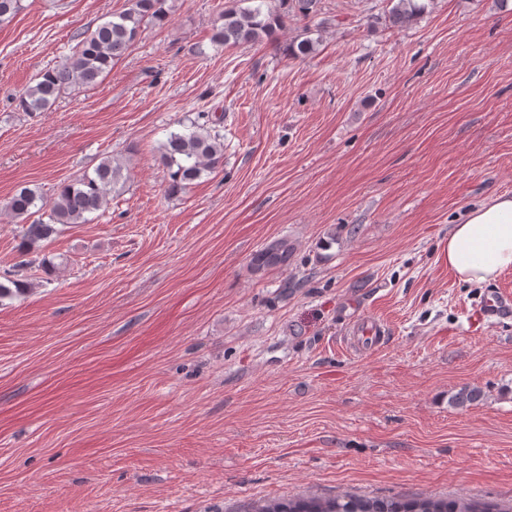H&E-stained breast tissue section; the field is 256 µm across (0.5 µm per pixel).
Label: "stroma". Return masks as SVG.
<instances>
[{"label":"stroma","instance_id":"1","mask_svg":"<svg viewBox=\"0 0 512 512\" xmlns=\"http://www.w3.org/2000/svg\"><path fill=\"white\" fill-rule=\"evenodd\" d=\"M228 0H168L96 87L15 96L129 0H34L0 23L4 206L122 161L0 302V512H249L266 499L512 502V313L459 282L452 224L512 194V0H323L307 58L213 44ZM213 119L224 164L166 191L159 146ZM286 268L253 272L267 243ZM364 320L385 339L354 349ZM481 398L459 408L461 388ZM425 9L426 5L417 0H396L388 12V22L397 29H406ZM294 247L288 239H280L265 245L251 258V268L254 272L288 266L293 255ZM480 310L489 317H498L512 311V299L504 297L500 292L492 290L480 301Z\"/></svg>","mask_w":512,"mask_h":512}]
</instances>
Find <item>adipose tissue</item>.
<instances>
[{
    "label": "adipose tissue",
    "instance_id": "obj_1",
    "mask_svg": "<svg viewBox=\"0 0 512 512\" xmlns=\"http://www.w3.org/2000/svg\"><path fill=\"white\" fill-rule=\"evenodd\" d=\"M445 257L466 284L482 285L512 269V195L488 200L453 225Z\"/></svg>",
    "mask_w": 512,
    "mask_h": 512
}]
</instances>
